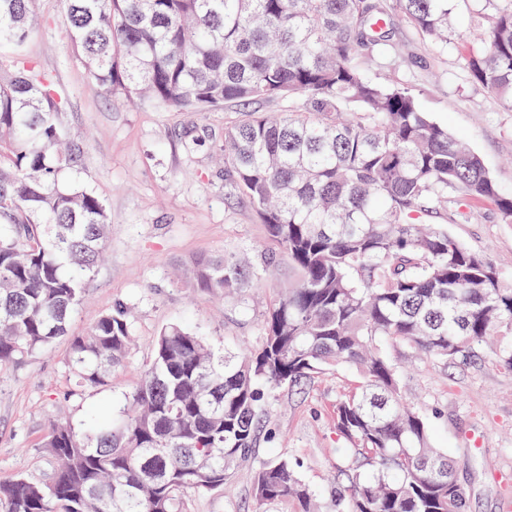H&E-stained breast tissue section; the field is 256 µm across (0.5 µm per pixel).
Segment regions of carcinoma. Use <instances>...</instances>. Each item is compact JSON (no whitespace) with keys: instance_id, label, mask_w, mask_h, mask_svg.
<instances>
[{"instance_id":"obj_1","label":"carcinoma","mask_w":512,"mask_h":512,"mask_svg":"<svg viewBox=\"0 0 512 512\" xmlns=\"http://www.w3.org/2000/svg\"><path fill=\"white\" fill-rule=\"evenodd\" d=\"M472 79L512 110V0H493ZM35 0H0V366L69 341L76 386L109 385L133 342L117 304L87 331L70 322L103 253V202L63 176L83 155L61 121L53 78L24 56ZM414 30L445 43L451 0H395ZM67 46L100 87L173 112L288 102L224 126V175L253 207L299 279L277 295L258 346L239 355L171 324L156 336L130 408L83 427L49 425L44 481H0V512H187L184 494L221 488L258 446L267 395L302 393L338 365L362 385L332 409L351 467L334 512H465L466 492L402 396L384 347L447 365L501 337L512 370V287L498 266L430 218L456 221L490 201L512 224V192L425 112L405 86L372 81L362 59L388 46L384 0H66ZM209 295L261 287L226 252L187 265ZM256 512L316 494L286 459L253 476Z\"/></svg>"}]
</instances>
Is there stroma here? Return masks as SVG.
<instances>
[{"label": "stroma", "mask_w": 512, "mask_h": 512, "mask_svg": "<svg viewBox=\"0 0 512 512\" xmlns=\"http://www.w3.org/2000/svg\"><path fill=\"white\" fill-rule=\"evenodd\" d=\"M385 2L391 8V47L370 66L371 77L410 87L424 110L466 142L500 186L512 190V111L468 70L470 50L487 26L485 0H452L454 28L444 48L419 37L394 12L395 0ZM35 14L25 54L53 77L66 102L62 122L84 147L80 180L103 201L110 218L105 260L71 332L83 333L120 302L132 311L136 347L110 386L98 391L76 388L64 339L1 366L0 480L50 475L53 459L44 446L49 421L80 427L90 414L119 412L162 328L182 324L216 348L249 350L262 334L270 302L296 279L283 260L262 287L225 297L178 282V265L194 257L234 251L257 265L271 248L255 211L224 178V125L237 118V108L169 112L147 100L108 95L67 47L65 0H35ZM476 210L468 223L443 214L433 221L496 262L512 286V224L502 222L493 203L477 204ZM388 354L400 368L402 395L427 421L433 445L455 460L467 512H506L512 499L504 489L512 482V371L484 347L471 360L448 366L403 345ZM360 382L355 369L340 366L307 393L279 391L268 406L255 456L224 488L189 494V512H253V473L274 456L296 464L323 512H332L336 470L349 463L339 452L332 406ZM473 434L481 437L480 447L470 446Z\"/></svg>", "instance_id": "stroma-1"}]
</instances>
